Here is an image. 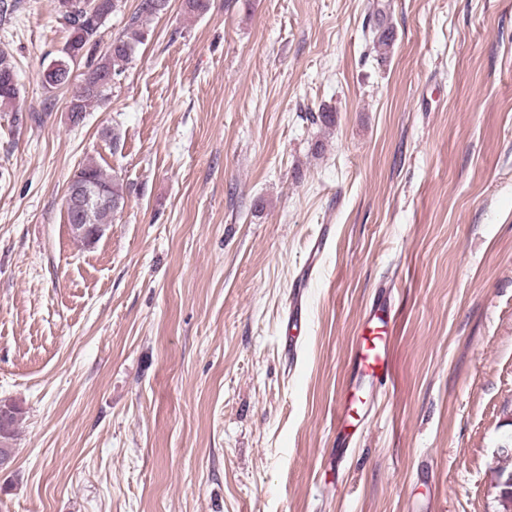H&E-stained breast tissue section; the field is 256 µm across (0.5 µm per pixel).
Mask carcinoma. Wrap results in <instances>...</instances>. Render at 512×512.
Instances as JSON below:
<instances>
[{
    "label": "carcinoma",
    "instance_id": "carcinoma-1",
    "mask_svg": "<svg viewBox=\"0 0 512 512\" xmlns=\"http://www.w3.org/2000/svg\"><path fill=\"white\" fill-rule=\"evenodd\" d=\"M73 2L75 5L73 14L64 17V22L70 31L68 43L76 52L81 53L89 46H97L96 37L99 31L95 30L93 19L85 9V0H73ZM167 4L168 0H140L138 12L130 18L122 31L112 40L107 51L98 57L93 56L89 59L84 79L70 101L69 112H71L73 120H80L83 113L106 101L112 90L111 80L120 77L126 71L136 50L144 43L143 19L163 12ZM59 59L65 63L64 68L54 73L43 74V84L48 88L65 86L70 81L71 67L74 66V61L65 54L60 55ZM14 75L16 72L13 60L0 53L1 105L10 104L17 98L18 84L7 83V79ZM76 176L95 183L111 201V205L107 207L90 210L83 215L80 223H112V214L117 211L121 200H123L112 177L94 163L83 165ZM20 414V409L16 407L12 411L0 415V440L14 441Z\"/></svg>",
    "mask_w": 512,
    "mask_h": 512
}]
</instances>
